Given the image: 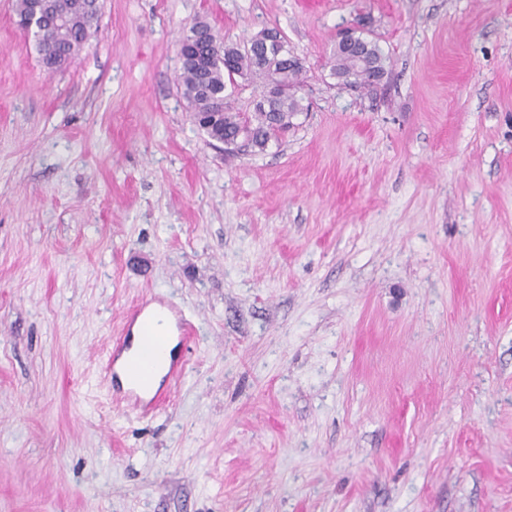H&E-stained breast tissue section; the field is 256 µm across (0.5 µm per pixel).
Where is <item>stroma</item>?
Listing matches in <instances>:
<instances>
[{
	"instance_id": "obj_1",
	"label": "stroma",
	"mask_w": 512,
	"mask_h": 512,
	"mask_svg": "<svg viewBox=\"0 0 512 512\" xmlns=\"http://www.w3.org/2000/svg\"><path fill=\"white\" fill-rule=\"evenodd\" d=\"M100 4L50 73L0 0V512H512V0ZM197 19L286 36L285 140L208 144ZM154 302L195 332L145 415L102 367ZM353 31V36L359 43L360 56L336 48L329 62L331 75L337 79L339 85L361 91L376 92V88L383 79L388 77L386 57L377 41L364 36L361 31ZM353 36L352 32L343 31L339 34L336 46L352 50L356 46ZM374 71L380 76L378 82L371 79Z\"/></svg>"
}]
</instances>
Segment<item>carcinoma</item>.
Listing matches in <instances>:
<instances>
[{"instance_id": "1", "label": "carcinoma", "mask_w": 512, "mask_h": 512, "mask_svg": "<svg viewBox=\"0 0 512 512\" xmlns=\"http://www.w3.org/2000/svg\"><path fill=\"white\" fill-rule=\"evenodd\" d=\"M99 16L100 6L95 0H45L41 25H22L20 29L33 38L43 68L56 72L79 54ZM354 37L360 55L335 49L330 59L331 75L342 86L374 92L379 83L372 81V75L376 73L382 80L388 77L386 57L377 41L363 32ZM180 43L189 45L190 50V58L181 66L182 95L194 112L217 114L210 136L230 140L244 129L247 145L263 152L293 127V119L302 110V98L297 93L302 84V67L288 49L286 39H281L278 49L267 53L258 35L247 50L224 43L216 34L210 40L198 39L191 27ZM235 75L261 79V91L250 113L238 111L233 95L226 93V81Z\"/></svg>"}]
</instances>
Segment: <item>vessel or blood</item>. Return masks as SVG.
Returning <instances> with one entry per match:
<instances>
[{
	"mask_svg": "<svg viewBox=\"0 0 512 512\" xmlns=\"http://www.w3.org/2000/svg\"><path fill=\"white\" fill-rule=\"evenodd\" d=\"M128 322L139 325L137 338L119 337L108 351L105 372L109 375L113 398L126 406L149 412L163 401L162 393L145 396L152 380L155 355L164 350L168 339L158 335L145 310H134L127 317ZM137 343L138 354L129 362H122L121 357L130 343Z\"/></svg>",
	"mask_w": 512,
	"mask_h": 512,
	"instance_id": "obj_1",
	"label": "vessel or blood"
}]
</instances>
